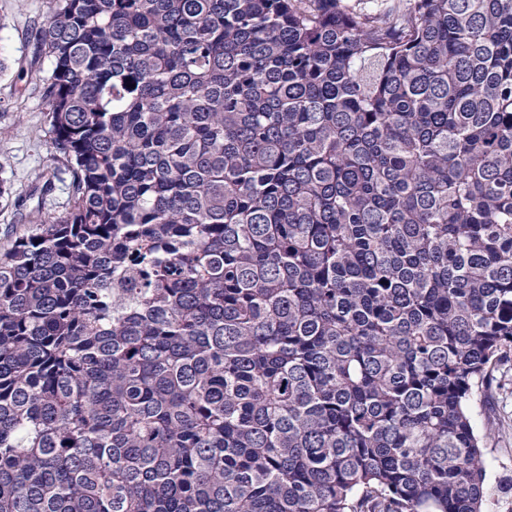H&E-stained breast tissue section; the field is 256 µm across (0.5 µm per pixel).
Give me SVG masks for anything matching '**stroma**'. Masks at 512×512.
I'll use <instances>...</instances> for the list:
<instances>
[{
    "instance_id": "stroma-1",
    "label": "stroma",
    "mask_w": 512,
    "mask_h": 512,
    "mask_svg": "<svg viewBox=\"0 0 512 512\" xmlns=\"http://www.w3.org/2000/svg\"><path fill=\"white\" fill-rule=\"evenodd\" d=\"M53 10L52 0H0V182L10 193L0 198V247L44 216L69 207L71 170L55 153L48 104L43 96L51 62L41 49L39 30ZM476 432L490 415L505 426L485 442L486 512H512V395H484L471 405Z\"/></svg>"
}]
</instances>
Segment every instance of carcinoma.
<instances>
[{
    "instance_id": "cac0c4a2",
    "label": "carcinoma",
    "mask_w": 512,
    "mask_h": 512,
    "mask_svg": "<svg viewBox=\"0 0 512 512\" xmlns=\"http://www.w3.org/2000/svg\"><path fill=\"white\" fill-rule=\"evenodd\" d=\"M72 203L0 248V512H484L512 0H54Z\"/></svg>"
}]
</instances>
